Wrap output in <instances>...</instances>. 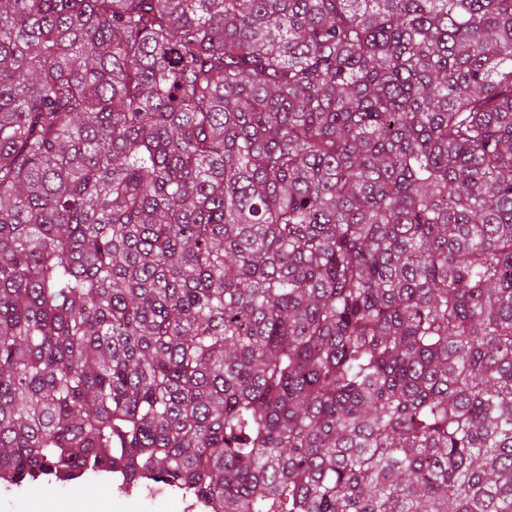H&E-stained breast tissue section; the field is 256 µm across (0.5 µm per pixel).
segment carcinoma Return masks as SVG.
<instances>
[{
    "instance_id": "obj_1",
    "label": "carcinoma",
    "mask_w": 512,
    "mask_h": 512,
    "mask_svg": "<svg viewBox=\"0 0 512 512\" xmlns=\"http://www.w3.org/2000/svg\"><path fill=\"white\" fill-rule=\"evenodd\" d=\"M221 512H512V0H0V475Z\"/></svg>"
}]
</instances>
